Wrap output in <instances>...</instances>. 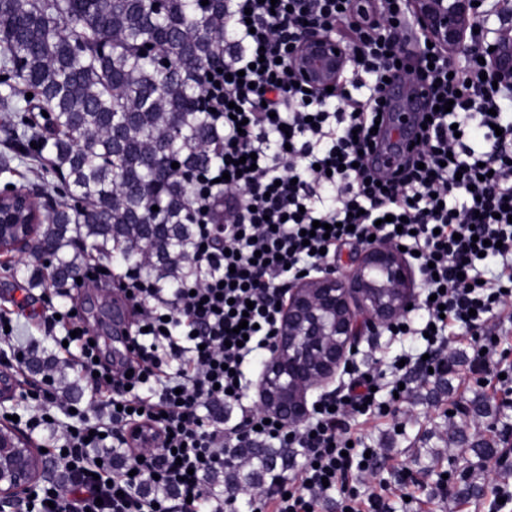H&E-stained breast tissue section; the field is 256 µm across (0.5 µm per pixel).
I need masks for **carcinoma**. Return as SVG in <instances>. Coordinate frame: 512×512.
<instances>
[{
  "label": "carcinoma",
  "mask_w": 512,
  "mask_h": 512,
  "mask_svg": "<svg viewBox=\"0 0 512 512\" xmlns=\"http://www.w3.org/2000/svg\"><path fill=\"white\" fill-rule=\"evenodd\" d=\"M230 38L225 0H162L159 9L151 0H0V111L8 115L0 128L9 151L0 173L12 172V156L34 143L59 196L70 199L42 205L30 250L52 255L53 274L33 268L32 287L67 295L89 248L160 288L199 278L187 215L194 182L183 173L204 171L215 156L218 134L198 96ZM25 109L40 115L9 117ZM170 162L179 169L161 173ZM27 365L75 397L65 367L35 349ZM461 415L448 436L457 458L495 455V444L473 440L466 428L497 410L475 399ZM281 454L265 448L240 457V484L253 485L254 472L272 469Z\"/></svg>",
  "instance_id": "cac0c4a2"
}]
</instances>
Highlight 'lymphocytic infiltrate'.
<instances>
[{"instance_id":"lymphocytic-infiltrate-1","label":"lymphocytic infiltrate","mask_w":512,"mask_h":512,"mask_svg":"<svg viewBox=\"0 0 512 512\" xmlns=\"http://www.w3.org/2000/svg\"><path fill=\"white\" fill-rule=\"evenodd\" d=\"M235 50L206 83L209 121L222 138L193 191L201 281L172 294L128 270L100 274L135 307L133 343L112 364L98 360L70 312L64 352L98 406L45 419L63 440L65 479L40 487L21 512H207L204 478L224 449L253 441L300 449L302 461L272 471L252 512H321L340 495L343 512H379L355 481L376 467L346 418L396 414L395 393L415 373H444L450 337L469 341L485 384H512L487 354L498 340L490 315L512 322V95L482 79L477 57L453 60L429 47L408 0H227ZM329 33L356 54L334 92H305L286 62L307 30ZM422 77L425 105L413 142L389 143L398 108L389 82ZM449 101L451 111L439 110ZM254 156L255 170L236 162ZM403 246L422 279L419 313L396 319L421 351L392 366L390 380L352 366L345 395L326 396L295 434L242 411L232 427L203 410L244 395V366L269 351L276 307L291 278L320 272L344 245L370 238ZM245 334H237L239 323ZM155 452L139 455L141 442ZM125 461L113 465L100 448Z\"/></svg>"}]
</instances>
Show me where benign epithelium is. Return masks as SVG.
Returning a JSON list of instances; mask_svg holds the SVG:
<instances>
[{
    "instance_id": "1",
    "label": "benign epithelium",
    "mask_w": 512,
    "mask_h": 512,
    "mask_svg": "<svg viewBox=\"0 0 512 512\" xmlns=\"http://www.w3.org/2000/svg\"><path fill=\"white\" fill-rule=\"evenodd\" d=\"M409 7L434 46L452 57L489 55L497 85L512 89V0H409ZM473 29L480 32L476 43L470 40ZM350 62L343 43L316 31L290 56L297 79L322 93L337 86ZM41 222L32 197L16 188L0 191V252L26 253L32 227ZM414 280L404 252L388 240L367 246L348 272L295 279L262 364L259 405L290 431L300 427L311 413L308 394L335 381L359 338L387 326L417 300ZM45 478L46 462L32 436L0 421V501H30Z\"/></svg>"
}]
</instances>
